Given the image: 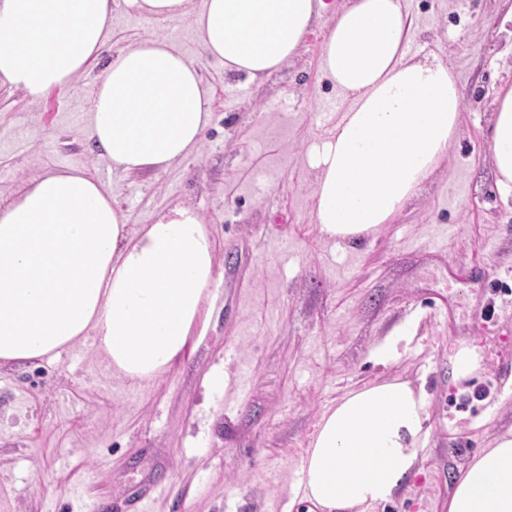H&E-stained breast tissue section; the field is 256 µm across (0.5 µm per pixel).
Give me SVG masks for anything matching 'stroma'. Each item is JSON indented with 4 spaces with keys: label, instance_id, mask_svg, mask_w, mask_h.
<instances>
[{
    "label": "stroma",
    "instance_id": "35a3bbf8",
    "mask_svg": "<svg viewBox=\"0 0 512 512\" xmlns=\"http://www.w3.org/2000/svg\"><path fill=\"white\" fill-rule=\"evenodd\" d=\"M416 54L453 68L464 110L455 156L392 224L343 250L313 221L307 148L333 122L321 76L329 15L297 56L260 79L207 59L189 20L114 8L104 56L146 35L193 60L212 120L201 146L163 172L112 171L90 138L103 64L38 100L0 86V203L50 169L79 168L115 197L131 228L193 204L216 243L209 312L184 359L131 386L92 341L52 361L0 369V512H288L292 466L326 408L377 377L424 382L431 400L423 472L370 512H448L459 471L512 431V197L496 186L486 142L493 102L512 86V0H407ZM400 359L372 361L397 328ZM480 346L483 368L457 383L450 357ZM225 367L228 391L206 386Z\"/></svg>",
    "mask_w": 512,
    "mask_h": 512
}]
</instances>
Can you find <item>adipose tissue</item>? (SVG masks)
Returning <instances> with one entry per match:
<instances>
[{
  "instance_id": "adipose-tissue-1",
  "label": "adipose tissue",
  "mask_w": 512,
  "mask_h": 512,
  "mask_svg": "<svg viewBox=\"0 0 512 512\" xmlns=\"http://www.w3.org/2000/svg\"><path fill=\"white\" fill-rule=\"evenodd\" d=\"M127 14L191 17L206 58L263 78L294 59L330 14L323 78L344 105L309 156L320 238L342 248L377 233L452 152L463 94L438 55L417 57L406 0H123ZM112 0H0V83L31 99L65 88L98 60ZM196 64L156 36L112 55L95 83L91 137L113 171L181 163L211 114ZM487 143L497 187L512 192V88L501 90ZM204 216L185 204L129 230L84 170H51L0 204V368L57 358L93 340L119 378L153 379L179 363L206 317L218 276ZM429 395L402 377L350 390L323 412L303 455L301 503L367 512L418 473ZM448 512H512V433L467 465Z\"/></svg>"
}]
</instances>
